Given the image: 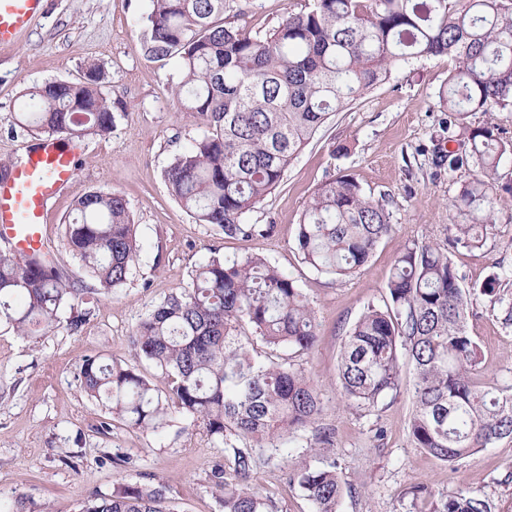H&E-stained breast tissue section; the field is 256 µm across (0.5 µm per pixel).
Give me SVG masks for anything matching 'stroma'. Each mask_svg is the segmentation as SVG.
I'll list each match as a JSON object with an SVG mask.
<instances>
[{"label": "stroma", "mask_w": 512, "mask_h": 512, "mask_svg": "<svg viewBox=\"0 0 512 512\" xmlns=\"http://www.w3.org/2000/svg\"><path fill=\"white\" fill-rule=\"evenodd\" d=\"M311 0H230L225 22L265 36ZM151 0H45L19 40L0 49V165L17 162L35 136L13 131L21 91L50 79H74L87 62L103 64L105 90L117 116L112 132L81 143L72 188L52 205L45 235L54 260L70 280H83L64 244V224L76 198L91 189L127 201L142 244L127 283L112 296L84 295L87 322L57 327L30 341L0 329V501L23 498L27 512H80L84 502L134 485L163 482L180 512H224L209 473L229 453L201 425L176 413L158 431L110 421L83 392L78 366L88 356L133 363L130 338L139 321L174 289L186 286L209 257L260 253L297 280L319 323L312 349L290 357L320 389L322 412L285 448H253L254 484L277 512H314L292 476L313 465L316 433L333 436L341 468V512H409L415 487L438 493L464 488L488 498L493 512H512V441L477 452L450 468L415 448L408 432L409 385L376 407L345 408L339 389L340 344L364 306L382 304L393 261L404 245L429 237L445 241L459 216L451 206L471 171L448 177L433 162L447 117L440 94L455 62L431 56L394 70L389 81L336 113L291 162L280 185L246 223L272 224L268 238L225 237L199 224L171 196L163 178L174 155L202 129L181 112L172 88L175 61H152L139 49ZM345 145L344 154L333 148ZM351 175L373 198H387L395 232L369 263L337 280L303 264L294 249L297 224L315 189L332 176ZM450 257L465 287L495 273H512V192L498 195L483 249L454 248ZM467 329L478 340L487 378L512 382V325L500 308L476 296Z\"/></svg>", "instance_id": "stroma-1"}]
</instances>
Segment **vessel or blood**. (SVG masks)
<instances>
[{
    "label": "vessel or blood",
    "mask_w": 512,
    "mask_h": 512,
    "mask_svg": "<svg viewBox=\"0 0 512 512\" xmlns=\"http://www.w3.org/2000/svg\"><path fill=\"white\" fill-rule=\"evenodd\" d=\"M42 7L43 0H0V47L13 45ZM75 164V148L61 147L50 137L0 180V241L17 257L43 250L45 214L73 184Z\"/></svg>",
    "instance_id": "b4317fda"
}]
</instances>
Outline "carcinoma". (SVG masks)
<instances>
[{"label": "carcinoma", "mask_w": 512, "mask_h": 512, "mask_svg": "<svg viewBox=\"0 0 512 512\" xmlns=\"http://www.w3.org/2000/svg\"><path fill=\"white\" fill-rule=\"evenodd\" d=\"M227 0H151L140 40L150 60L174 59L180 109L205 127L165 171L171 195L197 223L231 238L272 236V224L244 216L282 181L292 160L336 113L413 60L447 55L457 65L440 94L448 141L463 129V147L435 144V166L453 174L474 168L451 200L463 221L449 227L447 245L424 238L393 261L384 306L369 304L344 336L339 381L349 407L374 408L413 371L409 436L414 446L455 467L504 439L512 440V383L479 382L481 349L466 327L474 290L448 256V247L481 249L493 223L498 169L512 140L492 123L468 128L471 112L512 107V0H312L264 37L224 21ZM101 64L81 77L25 88L14 127L31 135L81 139L115 126ZM388 201L373 200L351 176L321 184L295 237L303 263L343 279L371 259L395 231ZM65 246L93 289L109 296L124 286L142 246L128 203L116 192L92 190L74 204ZM493 274L479 294L501 306L512 324V302ZM83 289L37 256L21 261L0 250V328L36 341L70 308L77 332L89 312L78 309ZM315 311L297 281L261 254L212 256L139 322L132 338L140 370L87 356L78 367L85 394L110 420L157 431L177 411L232 449L230 467L216 465L212 488L224 512H275L252 486L253 447L285 448L321 412L320 391L288 358L263 359L272 349L310 350ZM331 433L311 445L316 465L294 480L315 512H338L342 483ZM165 486L127 487L88 501L81 512H178L163 508ZM419 512H492L488 499L464 490L413 493Z\"/></svg>", "instance_id": "1"}]
</instances>
